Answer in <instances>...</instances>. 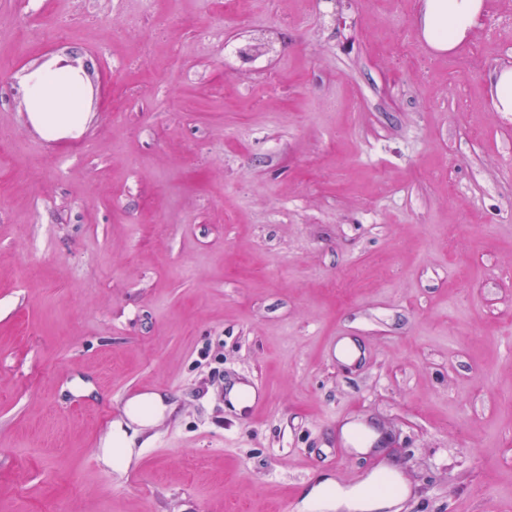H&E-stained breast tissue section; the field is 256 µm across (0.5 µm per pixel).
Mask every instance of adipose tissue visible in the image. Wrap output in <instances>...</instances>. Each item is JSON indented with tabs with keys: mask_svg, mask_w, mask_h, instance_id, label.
Wrapping results in <instances>:
<instances>
[{
	"mask_svg": "<svg viewBox=\"0 0 512 512\" xmlns=\"http://www.w3.org/2000/svg\"><path fill=\"white\" fill-rule=\"evenodd\" d=\"M484 9L485 0H425L423 28L427 42L443 51L457 49ZM28 93L40 106L38 112L32 113L31 120L46 135L53 136L69 128L70 107L79 89L65 81L62 71L36 72ZM396 504V498L368 494L358 487L338 485L329 495L320 484L304 497L302 508L304 512H388Z\"/></svg>",
	"mask_w": 512,
	"mask_h": 512,
	"instance_id": "ef3b65f1",
	"label": "adipose tissue"
}]
</instances>
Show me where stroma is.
I'll return each mask as SVG.
<instances>
[{
	"mask_svg": "<svg viewBox=\"0 0 512 512\" xmlns=\"http://www.w3.org/2000/svg\"><path fill=\"white\" fill-rule=\"evenodd\" d=\"M424 4L0 0V512H284L383 467L400 512H512V0L450 53ZM70 51L94 95L50 138L26 73ZM494 93L497 111L512 112V69H504L498 73Z\"/></svg>",
	"mask_w": 512,
	"mask_h": 512,
	"instance_id": "obj_1",
	"label": "stroma"
}]
</instances>
